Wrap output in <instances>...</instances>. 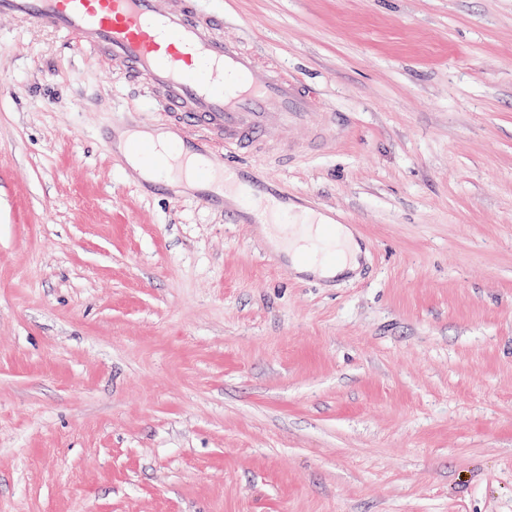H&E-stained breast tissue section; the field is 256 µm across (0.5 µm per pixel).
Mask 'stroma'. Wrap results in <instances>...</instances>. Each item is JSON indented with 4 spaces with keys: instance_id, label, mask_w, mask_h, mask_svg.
I'll use <instances>...</instances> for the list:
<instances>
[{
    "instance_id": "obj_1",
    "label": "stroma",
    "mask_w": 512,
    "mask_h": 512,
    "mask_svg": "<svg viewBox=\"0 0 512 512\" xmlns=\"http://www.w3.org/2000/svg\"><path fill=\"white\" fill-rule=\"evenodd\" d=\"M206 7L335 107L258 163L360 266L154 190L149 94L0 20V512H512V0Z\"/></svg>"
}]
</instances>
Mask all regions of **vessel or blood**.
Wrapping results in <instances>:
<instances>
[{"mask_svg": "<svg viewBox=\"0 0 512 512\" xmlns=\"http://www.w3.org/2000/svg\"><path fill=\"white\" fill-rule=\"evenodd\" d=\"M0 19L53 31L104 57L113 73L144 86L170 126L196 132L179 145L177 162H164L154 178H193L196 202L223 201L228 186L245 184L236 219L262 224L288 207L287 191H265L260 167L241 170L216 160L189 170L197 144H223L225 153L287 156L278 139L290 128L322 122L317 135L336 128V111L311 85L279 61L259 57L227 39L224 20L203 0H0Z\"/></svg>", "mask_w": 512, "mask_h": 512, "instance_id": "b4317fda", "label": "vessel or blood"}]
</instances>
